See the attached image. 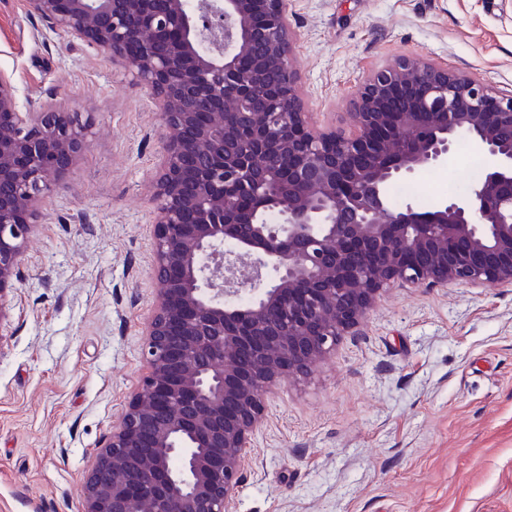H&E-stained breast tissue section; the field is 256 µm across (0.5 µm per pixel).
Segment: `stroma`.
I'll return each instance as SVG.
<instances>
[{"instance_id":"obj_1","label":"stroma","mask_w":512,"mask_h":512,"mask_svg":"<svg viewBox=\"0 0 512 512\" xmlns=\"http://www.w3.org/2000/svg\"><path fill=\"white\" fill-rule=\"evenodd\" d=\"M311 122L350 130L365 77L421 57L512 94V0H287ZM0 73L20 106L93 122L44 203L0 331V512H81L83 472L145 373L151 183L167 130L103 49L0 0ZM475 148L408 179L429 209L462 196ZM237 512H512V286L387 290L313 374L271 395Z\"/></svg>"}]
</instances>
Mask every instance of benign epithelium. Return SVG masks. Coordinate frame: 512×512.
<instances>
[{
    "label": "benign epithelium",
    "mask_w": 512,
    "mask_h": 512,
    "mask_svg": "<svg viewBox=\"0 0 512 512\" xmlns=\"http://www.w3.org/2000/svg\"><path fill=\"white\" fill-rule=\"evenodd\" d=\"M29 3L147 86L168 130L146 371L85 472L81 512H234L265 398L361 335L382 292L512 285V96L400 57L363 81L354 130L323 131L298 88L287 0ZM89 128L54 99L21 108L0 74V332L43 200ZM462 138L486 157L465 195L391 204L393 183Z\"/></svg>",
    "instance_id": "obj_1"
}]
</instances>
